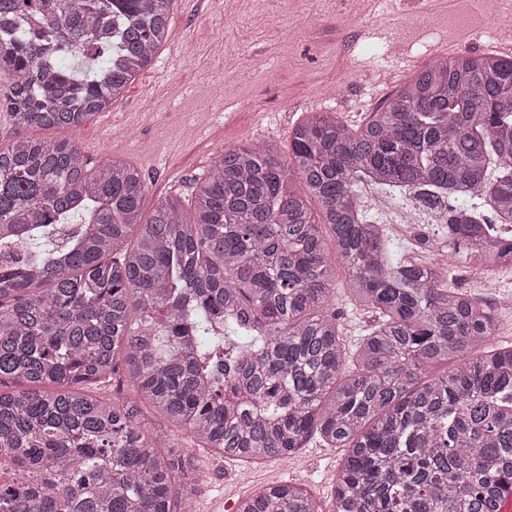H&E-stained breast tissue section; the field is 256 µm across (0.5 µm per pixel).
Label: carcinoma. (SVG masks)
I'll list each match as a JSON object with an SVG mask.
<instances>
[{"label": "carcinoma", "mask_w": 512, "mask_h": 512, "mask_svg": "<svg viewBox=\"0 0 512 512\" xmlns=\"http://www.w3.org/2000/svg\"><path fill=\"white\" fill-rule=\"evenodd\" d=\"M173 0H0V95L22 128L77 130L154 62ZM82 66L66 68L62 60ZM448 208L465 257L512 266V60L421 65L364 122L307 112L288 153L224 149L190 202L74 142L0 146V512H193L192 448L345 449L329 512H499L512 486V346L486 300L416 248L397 262L365 189ZM497 251L486 250V223ZM373 323L350 342L336 298ZM456 360L441 375L440 364ZM123 375L133 395L116 385ZM187 434L152 430L144 410ZM235 512H323L269 485Z\"/></svg>", "instance_id": "obj_1"}]
</instances>
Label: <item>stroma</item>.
Returning a JSON list of instances; mask_svg holds the SVG:
<instances>
[{"mask_svg":"<svg viewBox=\"0 0 512 512\" xmlns=\"http://www.w3.org/2000/svg\"><path fill=\"white\" fill-rule=\"evenodd\" d=\"M349 0H173L172 35L155 64L114 102L70 138L91 168L124 158L144 174L150 199L189 196L195 179L228 147L276 141L304 112H333L345 123L361 120L358 101L380 107L394 83L377 80L391 65L386 46L429 62L439 46L480 52L496 0H395L390 17L371 25L348 23ZM453 286L494 303L497 340L512 344V305L496 302L499 287L512 290V268L493 273L454 262ZM344 454L307 441L287 459L257 463L196 451L206 482L196 495L198 512H224L239 498L278 482L307 487L330 506Z\"/></svg>","mask_w":512,"mask_h":512,"instance_id":"obj_1","label":"stroma"}]
</instances>
